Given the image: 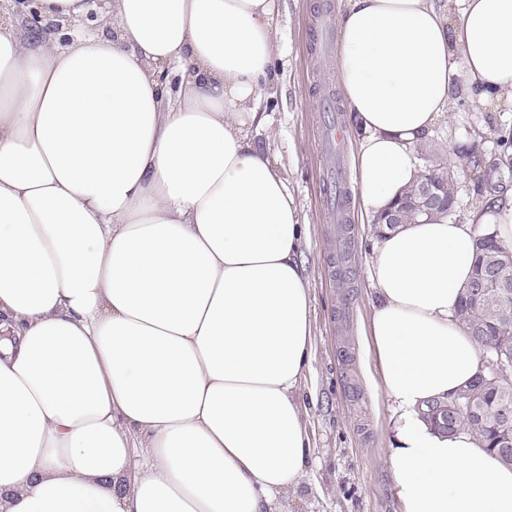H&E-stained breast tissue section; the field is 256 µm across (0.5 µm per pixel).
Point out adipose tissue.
Returning a JSON list of instances; mask_svg holds the SVG:
<instances>
[{
  "mask_svg": "<svg viewBox=\"0 0 512 512\" xmlns=\"http://www.w3.org/2000/svg\"><path fill=\"white\" fill-rule=\"evenodd\" d=\"M0 0V512H276L309 446L306 226L254 142L276 0ZM338 72L376 215L455 92L512 105V0H344ZM512 192L387 232L368 345L402 512H512V468L420 411L482 367L454 320Z\"/></svg>",
  "mask_w": 512,
  "mask_h": 512,
  "instance_id": "obj_1",
  "label": "adipose tissue"
}]
</instances>
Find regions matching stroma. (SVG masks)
<instances>
[{
  "label": "stroma",
  "mask_w": 512,
  "mask_h": 512,
  "mask_svg": "<svg viewBox=\"0 0 512 512\" xmlns=\"http://www.w3.org/2000/svg\"><path fill=\"white\" fill-rule=\"evenodd\" d=\"M329 4L340 14L343 0H277L274 79L262 93L268 122L253 132L308 229L299 260L311 304V354L297 392L309 438L307 469L283 512H401L394 492L392 445L399 416L386 396L366 337L378 297L368 280L377 239L370 217L350 205L347 227L330 222L319 186L322 103L316 72L331 70L329 58L310 53L311 18ZM512 136V110L491 112L458 100L427 141L418 167L459 166L454 181L457 218L480 205L486 192L512 190V173L490 175L463 168L459 152L481 142L486 157Z\"/></svg>",
  "instance_id": "1"
}]
</instances>
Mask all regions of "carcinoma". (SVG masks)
I'll use <instances>...</instances> for the list:
<instances>
[{
  "mask_svg": "<svg viewBox=\"0 0 512 512\" xmlns=\"http://www.w3.org/2000/svg\"><path fill=\"white\" fill-rule=\"evenodd\" d=\"M425 184L434 186L444 198V213L450 215L455 210L456 200L448 187V173L440 168L426 169L399 197L402 216L408 224L421 216L416 207L409 206V200L416 197ZM489 254L502 258L500 266L511 281L512 257L492 235H485L476 242L472 276L478 274L480 258ZM505 307L509 314L504 320L500 318L499 311ZM456 320L481 349L490 353L491 359L501 358L512 367V292L507 295L491 293L476 302L464 291L456 310ZM504 406L512 408V379L503 372L488 369L453 397L426 404L422 419L442 434L451 436L460 430L469 433L492 458L511 467L512 447H502L500 440L502 431H512V422L504 424L498 419L499 409Z\"/></svg>",
  "mask_w": 512,
  "mask_h": 512,
  "instance_id": "obj_1",
  "label": "carcinoma"
}]
</instances>
